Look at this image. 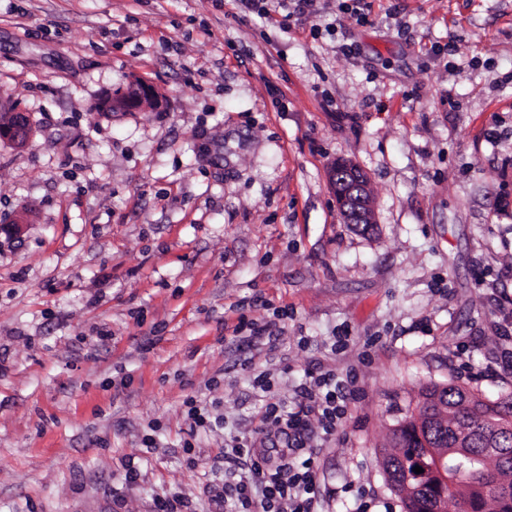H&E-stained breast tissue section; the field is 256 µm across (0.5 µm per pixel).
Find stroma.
Here are the masks:
<instances>
[{
    "label": "stroma",
    "mask_w": 512,
    "mask_h": 512,
    "mask_svg": "<svg viewBox=\"0 0 512 512\" xmlns=\"http://www.w3.org/2000/svg\"><path fill=\"white\" fill-rule=\"evenodd\" d=\"M316 8L0 0L32 128L0 141V512H215L226 444L270 446L255 376L291 408L327 369L360 393L313 443L320 512H404L381 450L420 388L512 392V0ZM138 78L159 108L96 111ZM369 197L368 183L362 182L343 194L336 193V199L345 223L358 225L359 227L364 224H375Z\"/></svg>",
    "instance_id": "1"
}]
</instances>
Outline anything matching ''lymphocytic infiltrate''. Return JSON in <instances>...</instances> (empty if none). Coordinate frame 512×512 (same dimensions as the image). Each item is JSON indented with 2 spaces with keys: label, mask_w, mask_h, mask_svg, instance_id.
Wrapping results in <instances>:
<instances>
[{
  "label": "lymphocytic infiltrate",
  "mask_w": 512,
  "mask_h": 512,
  "mask_svg": "<svg viewBox=\"0 0 512 512\" xmlns=\"http://www.w3.org/2000/svg\"><path fill=\"white\" fill-rule=\"evenodd\" d=\"M351 394L350 385L325 372L302 388L298 411L285 410L278 402L268 403L256 433H281L288 442L274 462L256 452L248 440L226 448L225 463L242 461L246 467L237 482L225 484V496L234 499L241 512H315L320 495L317 472L312 460L300 459L299 453L311 439L312 423H319L324 436L335 434Z\"/></svg>",
  "instance_id": "f902f5d3"
}]
</instances>
